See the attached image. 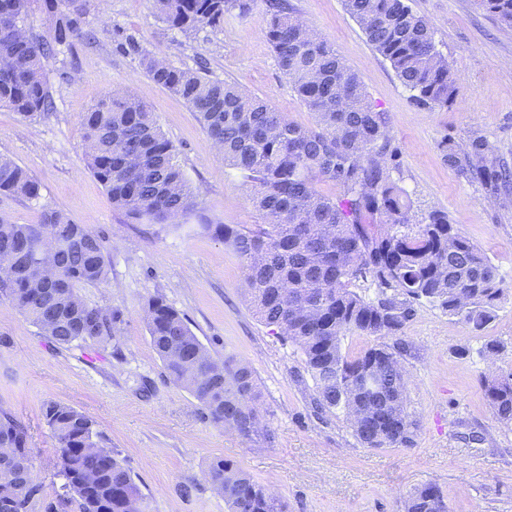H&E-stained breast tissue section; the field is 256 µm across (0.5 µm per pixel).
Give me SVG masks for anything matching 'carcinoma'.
I'll use <instances>...</instances> for the list:
<instances>
[{
    "mask_svg": "<svg viewBox=\"0 0 512 512\" xmlns=\"http://www.w3.org/2000/svg\"><path fill=\"white\" fill-rule=\"evenodd\" d=\"M32 2L0 0V51L14 58L11 68L0 70V106L25 117L53 110L44 60L83 35L86 14L82 0H42L49 21L44 37L25 25ZM154 2L163 21L185 32L217 27L224 14L247 10V0ZM481 6L512 28V0H481ZM344 7L411 100L440 108L454 101L457 78L437 49L432 26L408 0H344ZM265 35L292 90L313 113L314 126L294 124L233 82L161 66L150 52L136 45L133 50L155 85L198 113L210 139L222 145L225 165L244 174L265 223L220 224L218 231L244 262L255 313L304 354L316 407L330 415L359 414L351 427L366 448H408L417 423L405 404L402 347L376 345L349 357L342 352V336H395L422 299L480 332L496 316L502 278L486 253L454 230L447 212L433 209L414 219L407 192L391 177L398 154L386 114L335 48L290 12L287 0H269ZM83 127L87 168L113 206L159 224L193 209L174 147L137 96L105 97L85 113ZM444 152L448 166L496 200L512 183V171L478 130L463 147L448 140ZM326 182L337 194L319 189ZM0 195L41 198L32 176L2 156ZM374 223L386 229L376 233ZM23 242L24 254L0 253V295L60 347L111 341L118 314L77 292L106 279L101 237L53 209L44 210L37 224L0 217V247ZM359 283L373 286V295L355 291ZM146 319L150 345L168 374L214 423L232 422L246 437L266 434L247 365L213 360L181 314L161 298L149 301ZM176 344L192 345L199 354L186 360ZM483 392L496 420L512 423V372L485 379ZM43 417L58 442L67 502L77 512H145L131 470L103 443L91 419L52 401ZM0 448L12 449L0 474L7 466L26 477L15 512H31L38 489L27 472V431L7 412L0 415ZM207 476L228 512H283L275 496L229 461L215 460ZM442 502L440 488L427 485L409 497L406 512H442Z\"/></svg>",
    "mask_w": 512,
    "mask_h": 512,
    "instance_id": "cac0c4a2",
    "label": "carcinoma"
}]
</instances>
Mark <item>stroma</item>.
I'll list each match as a JSON object with an SVG mask.
<instances>
[{
	"mask_svg": "<svg viewBox=\"0 0 512 512\" xmlns=\"http://www.w3.org/2000/svg\"><path fill=\"white\" fill-rule=\"evenodd\" d=\"M293 15L332 45L377 109L386 112L398 151L392 173L423 216L440 208L454 229L479 246L504 279L497 317L483 331L421 302L398 337L345 333L344 352L402 340L407 409L418 424L409 448H365L343 417L317 413L301 351L271 331L244 290L243 263L211 224L261 223L241 173L228 167L196 112L144 75L131 43L177 68L205 67L268 101L302 127L315 124L279 69L265 37L267 0H248L246 14L220 27L182 32L159 19L153 0H86L85 28L45 63L54 112L24 118L0 108V155L26 169L41 199L0 195V216L36 224L43 208L89 225L105 246L107 279L79 288L88 303L118 311L106 344L54 346L9 301L0 298V412L21 421L32 450L39 512L62 505L64 479L45 403L69 405L95 421L131 469L147 512H228L207 471L223 458L237 464L287 512H404L416 489L438 485L446 512H512V429L494 417L483 395L486 377L512 372V202L487 197L451 169L442 143L466 144L480 130L512 163V29L479 0H411L429 21L458 80L448 107L414 103L390 63L367 43L344 0H288ZM129 92L154 113L195 196L179 221L146 224L113 206L85 165L82 119L108 92ZM163 300L184 316L211 357L247 364L268 438H246L215 424L199 402L168 376L149 345L145 309ZM500 342L492 358L484 344Z\"/></svg>",
	"mask_w": 512,
	"mask_h": 512,
	"instance_id": "35a3bbf8",
	"label": "stroma"
}]
</instances>
